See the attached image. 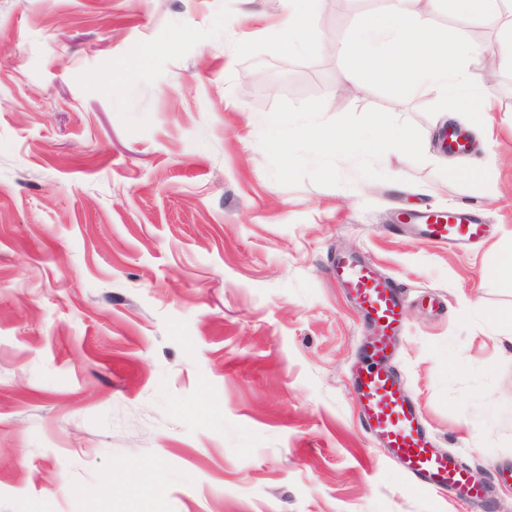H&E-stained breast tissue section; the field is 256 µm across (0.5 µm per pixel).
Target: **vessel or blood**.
Listing matches in <instances>:
<instances>
[{
	"label": "vessel or blood",
	"mask_w": 512,
	"mask_h": 512,
	"mask_svg": "<svg viewBox=\"0 0 512 512\" xmlns=\"http://www.w3.org/2000/svg\"><path fill=\"white\" fill-rule=\"evenodd\" d=\"M418 219L421 237L445 245L466 246L486 234L484 224L464 208L448 212L425 211ZM334 272L378 331L367 354V363L355 380L372 435L401 463L415 488L430 492L450 489L461 501L473 505L482 502L485 488L472 481L454 457L432 448L419 412L389 369L404 305L399 284L346 256L336 259Z\"/></svg>",
	"instance_id": "b4317fda"
}]
</instances>
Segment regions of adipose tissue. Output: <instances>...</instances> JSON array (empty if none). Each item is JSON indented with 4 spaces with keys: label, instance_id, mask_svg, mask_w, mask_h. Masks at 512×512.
<instances>
[{
    "label": "adipose tissue",
    "instance_id": "adipose-tissue-1",
    "mask_svg": "<svg viewBox=\"0 0 512 512\" xmlns=\"http://www.w3.org/2000/svg\"><path fill=\"white\" fill-rule=\"evenodd\" d=\"M285 9L273 27L282 50H306L319 36L320 0H284ZM349 62L337 80L344 89L359 82L411 84L414 78L440 88L451 104L473 91H488V77L466 68L478 46L466 39L445 40L425 12H414L405 0H384L383 7L359 19L346 40ZM309 135L323 156L339 152L355 155L368 150V136L351 130L311 128Z\"/></svg>",
    "mask_w": 512,
    "mask_h": 512
}]
</instances>
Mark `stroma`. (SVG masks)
<instances>
[{"mask_svg":"<svg viewBox=\"0 0 512 512\" xmlns=\"http://www.w3.org/2000/svg\"><path fill=\"white\" fill-rule=\"evenodd\" d=\"M378 5L287 54L239 45L281 0H0V512H512V67L448 154L435 86L336 85ZM431 19L484 46L472 71L504 48L500 13ZM382 112L409 150H313L310 125ZM453 206L488 229L467 253L403 224ZM339 253L403 288L391 368L482 506L415 490L368 432Z\"/></svg>","mask_w":512,"mask_h":512,"instance_id":"stroma-1","label":"stroma"}]
</instances>
